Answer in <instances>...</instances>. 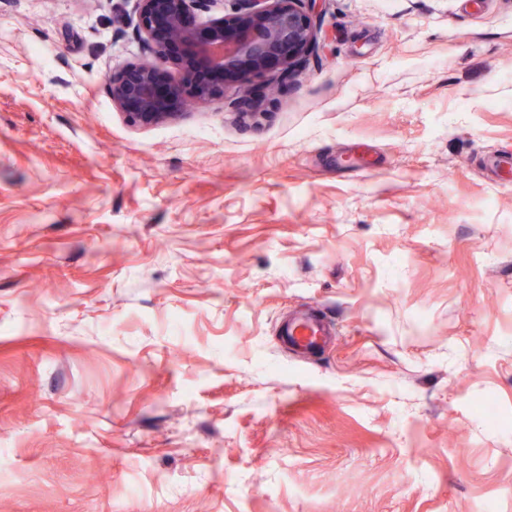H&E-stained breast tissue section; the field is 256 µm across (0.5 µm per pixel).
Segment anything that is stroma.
Returning <instances> with one entry per match:
<instances>
[{
  "mask_svg": "<svg viewBox=\"0 0 512 512\" xmlns=\"http://www.w3.org/2000/svg\"><path fill=\"white\" fill-rule=\"evenodd\" d=\"M320 8L142 127L136 0H0V512H512V0ZM331 327L322 317H306L288 321L282 331L288 345L304 352L316 349L321 337L329 333Z\"/></svg>",
  "mask_w": 512,
  "mask_h": 512,
  "instance_id": "1",
  "label": "stroma"
}]
</instances>
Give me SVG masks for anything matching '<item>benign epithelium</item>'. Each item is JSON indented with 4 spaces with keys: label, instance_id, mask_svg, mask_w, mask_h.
Listing matches in <instances>:
<instances>
[{
    "label": "benign epithelium",
    "instance_id": "7a95c632",
    "mask_svg": "<svg viewBox=\"0 0 512 512\" xmlns=\"http://www.w3.org/2000/svg\"><path fill=\"white\" fill-rule=\"evenodd\" d=\"M246 0L227 17L202 23L190 0H138L137 31L155 62L128 66L109 76L112 104L144 126L166 121L178 110L224 98V75L243 87L272 71L288 73L316 44V30L303 2ZM195 61L211 71L208 83L185 85L167 77L163 65Z\"/></svg>",
    "mask_w": 512,
    "mask_h": 512
}]
</instances>
